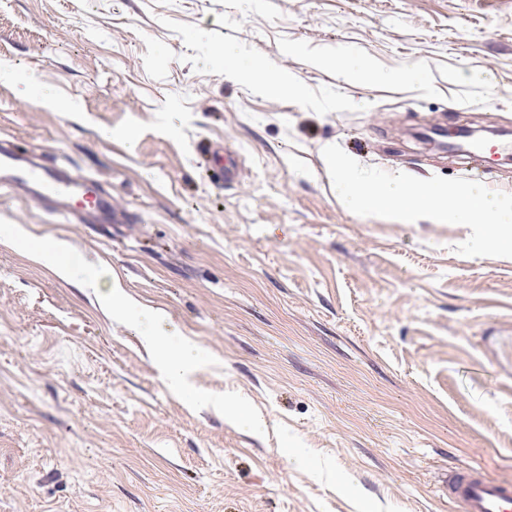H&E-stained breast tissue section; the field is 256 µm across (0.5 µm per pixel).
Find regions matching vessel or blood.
Segmentation results:
<instances>
[{
	"instance_id": "obj_1",
	"label": "vessel or blood",
	"mask_w": 512,
	"mask_h": 512,
	"mask_svg": "<svg viewBox=\"0 0 512 512\" xmlns=\"http://www.w3.org/2000/svg\"><path fill=\"white\" fill-rule=\"evenodd\" d=\"M0 189L20 190L37 202L85 198L93 210L111 211L112 201L89 185H77L62 169L24 157L11 141L0 142ZM448 500L461 512H512V479L481 469L448 475Z\"/></svg>"
}]
</instances>
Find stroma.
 <instances>
[{"label": "stroma", "mask_w": 512, "mask_h": 512, "mask_svg": "<svg viewBox=\"0 0 512 512\" xmlns=\"http://www.w3.org/2000/svg\"><path fill=\"white\" fill-rule=\"evenodd\" d=\"M227 43L294 88L226 74ZM1 67L0 139L113 211L0 192V512H450L449 471L512 478V258L346 211L322 155L467 177L477 158L425 134L512 130V0H0ZM49 239L131 318L34 261ZM145 332L197 344L195 401ZM214 405H224V415L233 425L246 429L253 434L261 435L267 432L269 421L261 414L247 409L242 404L223 396L213 399Z\"/></svg>", "instance_id": "stroma-1"}]
</instances>
